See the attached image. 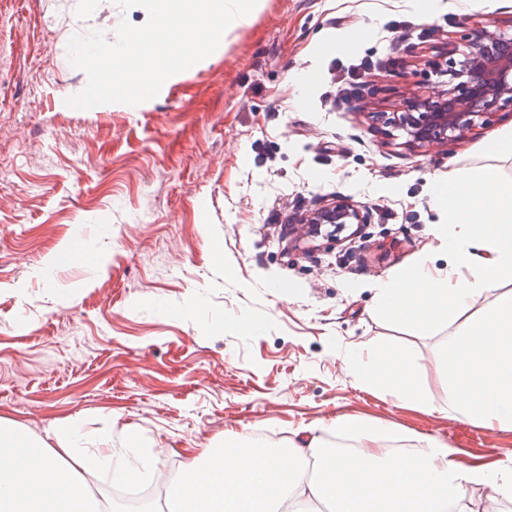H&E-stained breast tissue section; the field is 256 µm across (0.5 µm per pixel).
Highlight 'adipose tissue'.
I'll return each instance as SVG.
<instances>
[{
  "mask_svg": "<svg viewBox=\"0 0 512 512\" xmlns=\"http://www.w3.org/2000/svg\"><path fill=\"white\" fill-rule=\"evenodd\" d=\"M434 205L448 223L466 227L447 236V269L420 264L375 290L397 320L422 331L462 322L444 401L419 382L412 349L377 344L366 353L348 351L345 364L357 384L379 386L400 403L428 411L441 403L474 425L512 429V290L503 287L512 281V185L504 186L492 167L474 179L452 171L438 185ZM487 224L509 230L481 233ZM461 267L466 275H458ZM335 428L358 435L359 451L328 447L316 434L285 451L249 438L207 449L169 484L167 512H479L468 495L474 484L512 502L511 464L465 468L452 448L432 438L397 452L379 442L396 433L393 425L340 417ZM52 434L53 446L0 417V512H108L94 477L131 485L152 462L143 451L113 447L108 427L89 441L71 419Z\"/></svg>",
  "mask_w": 512,
  "mask_h": 512,
  "instance_id": "1",
  "label": "adipose tissue"
}]
</instances>
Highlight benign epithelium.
Instances as JSON below:
<instances>
[{
	"instance_id": "1",
	"label": "benign epithelium",
	"mask_w": 512,
	"mask_h": 512,
	"mask_svg": "<svg viewBox=\"0 0 512 512\" xmlns=\"http://www.w3.org/2000/svg\"><path fill=\"white\" fill-rule=\"evenodd\" d=\"M467 52L461 61L448 53V88L435 97L415 92L397 112H369L367 116L385 134L398 131L414 149L465 137L490 122L496 113L512 107V33L501 30L494 17L473 26L464 36ZM304 233L330 226L326 237L334 239L352 224L367 223V215L351 200L340 198L301 218Z\"/></svg>"
}]
</instances>
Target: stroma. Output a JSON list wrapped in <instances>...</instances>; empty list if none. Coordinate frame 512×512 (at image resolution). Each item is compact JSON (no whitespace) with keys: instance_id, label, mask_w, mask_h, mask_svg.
Listing matches in <instances>:
<instances>
[{"instance_id":"35a3bbf8","label":"stroma","mask_w":512,"mask_h":512,"mask_svg":"<svg viewBox=\"0 0 512 512\" xmlns=\"http://www.w3.org/2000/svg\"><path fill=\"white\" fill-rule=\"evenodd\" d=\"M71 0H0V417L44 434L73 418L161 455L146 481L267 431L349 417L430 436L460 464L512 459V430L398 406L358 388L342 357L377 342L416 352L443 394L460 323L432 333L379 310L377 282L423 259L444 267L433 201L449 172L497 168L512 113L420 150L388 139L362 103L398 111L435 95L464 19L512 0H261L193 71L134 109L76 111ZM363 60L359 94L342 76ZM346 197L368 221L339 240L300 237L301 215ZM287 292H280V285Z\"/></svg>"}]
</instances>
